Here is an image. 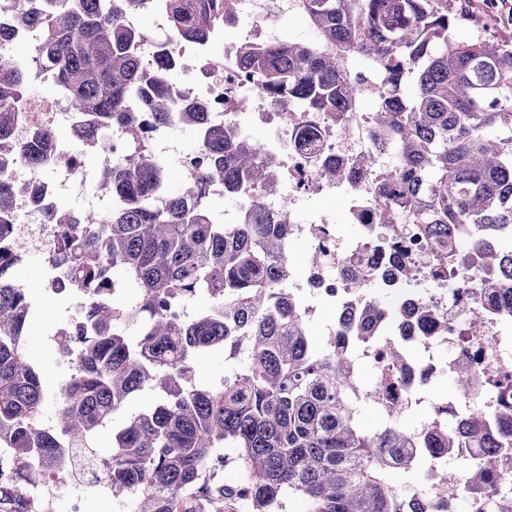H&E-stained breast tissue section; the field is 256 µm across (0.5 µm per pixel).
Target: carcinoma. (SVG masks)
<instances>
[{
    "instance_id": "obj_1",
    "label": "carcinoma",
    "mask_w": 512,
    "mask_h": 512,
    "mask_svg": "<svg viewBox=\"0 0 512 512\" xmlns=\"http://www.w3.org/2000/svg\"><path fill=\"white\" fill-rule=\"evenodd\" d=\"M15 28L35 27L33 53L82 116L73 140L97 152L112 207L65 224L48 261L68 276L52 285L80 302L78 315L53 341L68 361L55 385L27 346L36 301L17 278L29 254L0 258V448L23 462L0 503L32 483L66 476L76 446L95 448L112 430L102 480L130 512H283L299 498L304 512H423L394 484L403 475L420 488L427 473L453 485L468 512H512V497L493 492L512 463V387L494 391L491 407L467 404L476 370L464 360L427 371L406 326L429 342L448 335L437 308L400 299L358 272L336 307L325 342L312 341L309 301L298 288L291 249L293 214H271L253 200L236 221L213 218L210 182L242 197L277 192L274 157L259 159L233 121L215 123L206 103L176 99V74L191 72L175 50L208 49L240 21L237 0H4ZM313 36L245 41L239 55L259 90L282 104L334 121L360 96L361 59L386 85L371 112L375 149L394 158L378 203V226L414 232L435 252L448 293L469 280L487 291L465 328L512 318V37L459 33L452 0H295ZM166 22V51L152 57L150 36L130 13ZM26 75L0 60V142L11 139L30 93ZM185 127L207 167L199 178L174 174L155 154L136 150L116 160L97 148L94 131L134 123L137 109ZM44 152L21 146L17 160L42 168L57 130L39 134ZM30 185L0 166V225ZM400 279L413 273L390 238ZM386 343V364L370 388L361 384L356 350ZM203 356L224 358V373L196 379ZM451 375L462 402L456 418L430 412L417 428L385 400L394 385L421 397L436 375ZM153 402L131 412L143 393ZM373 406L383 418L365 425ZM51 415H46L47 408ZM225 448L239 477L224 481ZM470 448L453 477L442 463Z\"/></svg>"
}]
</instances>
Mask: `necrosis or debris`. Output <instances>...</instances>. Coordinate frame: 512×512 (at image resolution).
Masks as SVG:
<instances>
[{
	"mask_svg": "<svg viewBox=\"0 0 512 512\" xmlns=\"http://www.w3.org/2000/svg\"><path fill=\"white\" fill-rule=\"evenodd\" d=\"M241 12L251 22V37L270 38L277 30L284 15L293 7V0H240ZM226 63L223 71L210 70L206 58L193 53L192 60L200 80L191 88L194 96L209 102L212 120L226 122L239 116L268 125L271 133L266 141L256 144L259 154L279 156L283 163L282 180L288 185L287 202L297 215L294 229L296 237L309 240L310 244L326 251L332 261L317 268L306 269L297 276L295 284L313 292L331 296L344 295L345 282L342 271L334 261L340 258H360L376 254L379 243L372 233L354 239H343L335 224L327 218L319 221L302 219L301 213L308 201L322 194L341 195L349 207L352 223L372 224L376 221L378 193L382 186L385 165L357 173L356 166L371 142V122L368 111L356 105L344 114L343 126H336L325 114L312 113L298 119L297 105H282L259 92L252 75L238 63V46L231 43L224 48ZM306 122L318 133L315 149L304 147L298 139V124ZM69 99L63 92L50 96L28 95L24 102L22 122L10 141L0 144V162L12 174H24L33 183L37 194L18 197L8 219L9 238L13 246L44 255L55 251L61 236V226L47 214L46 204L63 188L81 189L88 174L78 150L53 148L48 162V173L23 170L15 159L18 147L30 144L42 130L76 124ZM171 128L159 125L148 128L121 126L102 134L105 146L113 157L121 158L131 148L149 149L164 155L180 174H200L196 150L170 147ZM324 165L346 169L343 180L327 181L320 174ZM273 197L266 201L269 212H276L280 202ZM427 303L438 306L448 315V335L442 347L449 361L465 359L480 370L479 389L473 393V405L486 403V392L494 383L512 381V324L490 319L473 329L465 323L475 303L471 288L448 292L442 285H434L426 294Z\"/></svg>",
	"mask_w": 512,
	"mask_h": 512,
	"instance_id": "obj_1",
	"label": "necrosis or debris"
}]
</instances>
